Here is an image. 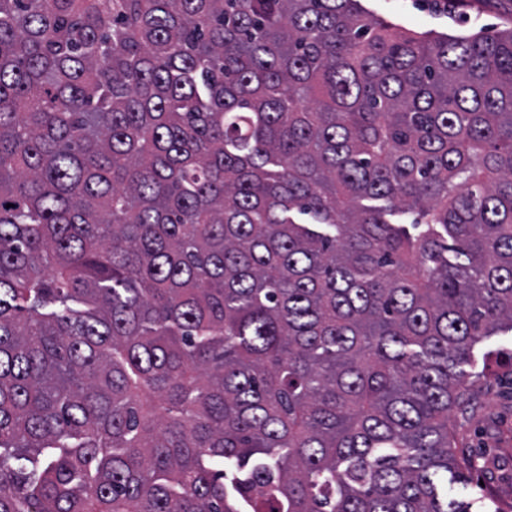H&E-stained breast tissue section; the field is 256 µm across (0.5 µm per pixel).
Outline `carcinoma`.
Listing matches in <instances>:
<instances>
[{"label":"carcinoma","instance_id":"obj_1","mask_svg":"<svg viewBox=\"0 0 512 512\" xmlns=\"http://www.w3.org/2000/svg\"><path fill=\"white\" fill-rule=\"evenodd\" d=\"M506 331L512 30L0 0V512H468Z\"/></svg>","mask_w":512,"mask_h":512}]
</instances>
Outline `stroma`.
<instances>
[{"label":"stroma","mask_w":512,"mask_h":512,"mask_svg":"<svg viewBox=\"0 0 512 512\" xmlns=\"http://www.w3.org/2000/svg\"><path fill=\"white\" fill-rule=\"evenodd\" d=\"M373 15L417 32L459 34L512 28V0H365ZM495 358L463 415L450 413L457 451L470 465L456 491L470 512H512V333L481 345Z\"/></svg>","instance_id":"1"}]
</instances>
